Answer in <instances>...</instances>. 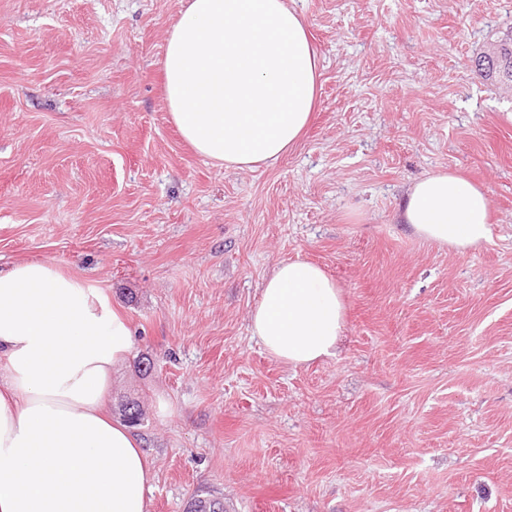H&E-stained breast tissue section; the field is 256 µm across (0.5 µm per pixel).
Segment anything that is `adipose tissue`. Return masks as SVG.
<instances>
[{
    "label": "adipose tissue",
    "instance_id": "ef3b65f1",
    "mask_svg": "<svg viewBox=\"0 0 512 512\" xmlns=\"http://www.w3.org/2000/svg\"><path fill=\"white\" fill-rule=\"evenodd\" d=\"M321 68L286 0H187L166 42L165 99L200 156L249 169L298 141ZM399 219L459 250L491 237L483 188L444 168L411 183ZM344 318L320 267L282 261L250 326L272 358L298 367L334 355ZM132 346L129 323L94 285L43 262L0 269V512H147L148 455L103 413Z\"/></svg>",
    "mask_w": 512,
    "mask_h": 512
}]
</instances>
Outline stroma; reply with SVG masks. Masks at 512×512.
<instances>
[{"mask_svg": "<svg viewBox=\"0 0 512 512\" xmlns=\"http://www.w3.org/2000/svg\"><path fill=\"white\" fill-rule=\"evenodd\" d=\"M288 3L322 59L316 110L239 170L166 108L186 0H0V268L59 267L131 323L105 411L143 410L148 512H512V88L473 64L512 0ZM442 168L489 197L478 248L398 219ZM296 259L346 308L335 355L299 367L250 332Z\"/></svg>", "mask_w": 512, "mask_h": 512, "instance_id": "1", "label": "stroma"}]
</instances>
